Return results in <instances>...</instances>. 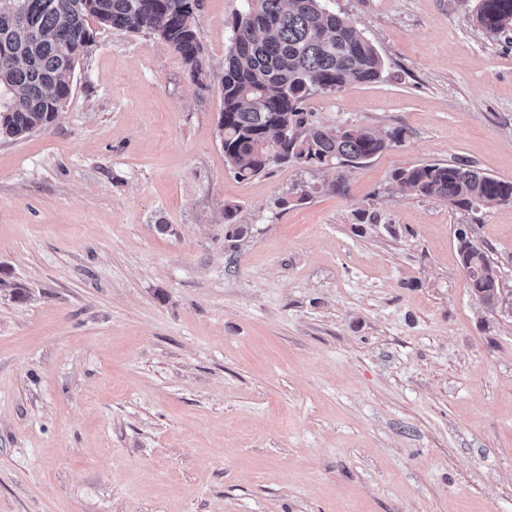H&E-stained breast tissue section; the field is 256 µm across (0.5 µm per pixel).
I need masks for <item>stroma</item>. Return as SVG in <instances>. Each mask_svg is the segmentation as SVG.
Wrapping results in <instances>:
<instances>
[{
  "mask_svg": "<svg viewBox=\"0 0 512 512\" xmlns=\"http://www.w3.org/2000/svg\"><path fill=\"white\" fill-rule=\"evenodd\" d=\"M475 5L331 0L384 74L303 111L405 139L245 179L217 127L243 0H200L196 80L152 34L96 28L59 119L0 140V512H512V316L456 237L511 292L512 202L391 180L512 179V29ZM393 182L400 192L442 199L465 210L512 201V180L489 176L463 162L400 169ZM459 250L464 266L469 272V286L474 295L479 298L502 296L498 282L496 267L490 261L488 255L478 246L474 245L463 230L458 233Z\"/></svg>",
  "mask_w": 512,
  "mask_h": 512,
  "instance_id": "1",
  "label": "stroma"
}]
</instances>
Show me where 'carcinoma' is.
I'll list each match as a JSON object with an SVG mask.
<instances>
[{
    "mask_svg": "<svg viewBox=\"0 0 512 512\" xmlns=\"http://www.w3.org/2000/svg\"><path fill=\"white\" fill-rule=\"evenodd\" d=\"M232 22L221 80L224 157L241 178L270 162L358 166L404 140L406 130L308 123L310 92L336 93L371 83L384 63L350 19L322 0H246ZM199 0H0V138L19 139L50 127L71 94L70 76L93 41L91 24L150 33L201 73ZM476 20L495 35L512 23V0H477ZM396 188L442 199L459 209L512 201V180L473 166L417 165L395 172ZM459 250L478 298L501 295L488 255L458 233Z\"/></svg>",
    "mask_w": 512,
    "mask_h": 512,
    "instance_id": "cac0c4a2",
    "label": "carcinoma"
}]
</instances>
